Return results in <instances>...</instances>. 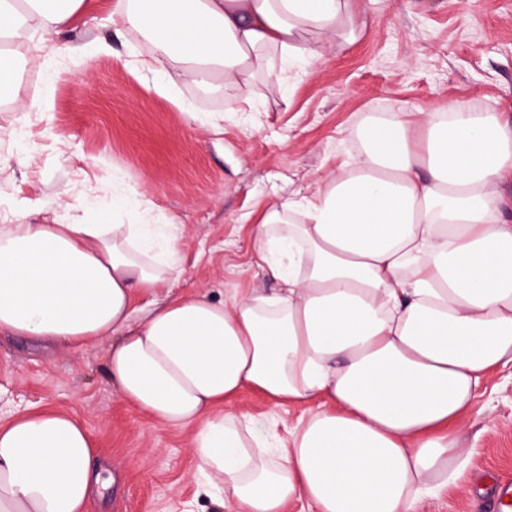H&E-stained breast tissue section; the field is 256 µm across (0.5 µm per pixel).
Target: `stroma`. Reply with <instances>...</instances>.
Here are the masks:
<instances>
[{
	"mask_svg": "<svg viewBox=\"0 0 512 512\" xmlns=\"http://www.w3.org/2000/svg\"><path fill=\"white\" fill-rule=\"evenodd\" d=\"M115 2L87 0L54 43L27 39L14 87L0 92V219L24 209L37 224H176L184 272L144 304L276 292L257 264L256 224L343 169L367 115L452 103L512 122V0H369L354 43L291 66L286 99L257 87L243 112L226 111L218 80L143 70L153 46L113 22ZM218 114L220 132L205 121ZM131 187L139 207L117 205ZM111 346L103 338L48 348L0 335V421L47 407L84 423L105 481L86 512H220L198 491L192 429L125 403L106 373ZM229 408L271 418L283 440L302 414L255 392ZM463 439L464 467L421 512H480L491 475H512L511 366L485 379Z\"/></svg>",
	"mask_w": 512,
	"mask_h": 512,
	"instance_id": "obj_1",
	"label": "stroma"
}]
</instances>
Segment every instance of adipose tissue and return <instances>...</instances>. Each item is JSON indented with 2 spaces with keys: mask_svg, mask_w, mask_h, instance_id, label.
I'll return each instance as SVG.
<instances>
[{
  "mask_svg": "<svg viewBox=\"0 0 512 512\" xmlns=\"http://www.w3.org/2000/svg\"><path fill=\"white\" fill-rule=\"evenodd\" d=\"M85 0H0V90L17 49ZM355 0H116L112 17L155 45L141 66L211 73L238 100L283 91L290 64L353 43ZM361 148L311 197L255 227L277 292L200 293L135 305L182 272L163 224H0V333L79 346L108 337L107 375L138 414L193 428L203 494L224 512H419L464 462L483 377L512 364V224L498 185L512 123L449 105L417 122L367 118ZM306 403L288 444L226 412L242 392ZM100 475L84 424L52 410L0 425V512H84Z\"/></svg>",
  "mask_w": 512,
  "mask_h": 512,
  "instance_id": "adipose-tissue-1",
  "label": "adipose tissue"
}]
</instances>
